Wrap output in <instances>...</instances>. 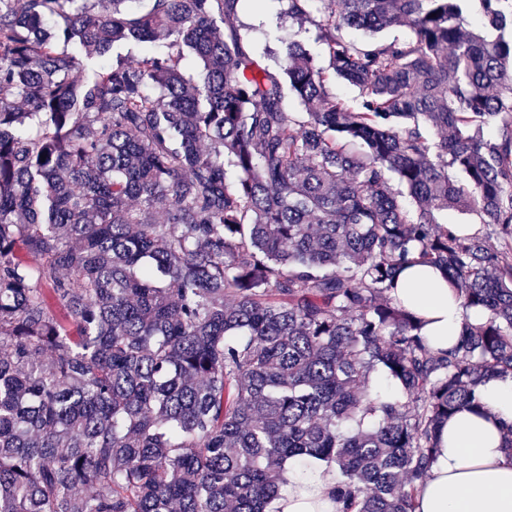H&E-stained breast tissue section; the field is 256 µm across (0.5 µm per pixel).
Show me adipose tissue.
Instances as JSON below:
<instances>
[{"instance_id": "obj_1", "label": "adipose tissue", "mask_w": 512, "mask_h": 512, "mask_svg": "<svg viewBox=\"0 0 512 512\" xmlns=\"http://www.w3.org/2000/svg\"><path fill=\"white\" fill-rule=\"evenodd\" d=\"M394 294L422 320L421 334L435 352L452 349L465 324L479 318L441 270L418 263L404 266ZM478 392L485 416L463 411L441 427L417 512H512V375L489 378ZM336 486L323 462L289 467L286 485L265 512H337Z\"/></svg>"}]
</instances>
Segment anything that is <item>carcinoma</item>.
<instances>
[{
	"label": "carcinoma",
	"instance_id": "carcinoma-1",
	"mask_svg": "<svg viewBox=\"0 0 512 512\" xmlns=\"http://www.w3.org/2000/svg\"><path fill=\"white\" fill-rule=\"evenodd\" d=\"M127 2L0 0V512H264L310 458L338 512H416L438 425L512 373V40L464 0H288L329 69L271 68L240 0ZM412 262L482 313L451 351L391 296ZM438 219L441 223L444 224H464V225H472L471 228L476 231H480L481 234H484L486 237L487 245L492 250H500L503 246V239L500 235L496 234L494 231H491L490 227L485 224H479L478 218L469 213L457 212V211H448L442 212ZM468 227V229L473 232V230Z\"/></svg>",
	"mask_w": 512,
	"mask_h": 512
}]
</instances>
